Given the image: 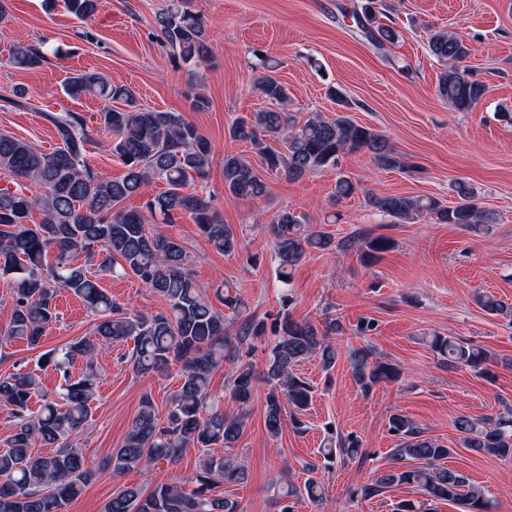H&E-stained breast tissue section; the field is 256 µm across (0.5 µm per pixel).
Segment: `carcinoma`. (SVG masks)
I'll list each match as a JSON object with an SVG mask.
<instances>
[{
  "label": "carcinoma",
  "instance_id": "carcinoma-1",
  "mask_svg": "<svg viewBox=\"0 0 512 512\" xmlns=\"http://www.w3.org/2000/svg\"><path fill=\"white\" fill-rule=\"evenodd\" d=\"M66 10L85 20L104 6V0H64ZM373 3L364 7L358 27L365 39L383 49L398 34L394 28L376 23ZM158 25L163 40L184 63H201L210 58L209 40L200 15L188 10L183 0H173L160 14ZM429 54L443 66L437 83L439 96L454 109L469 112L486 92L483 83L471 79L462 65L470 55L458 37L444 31L433 33ZM46 54L36 48L15 45L6 63L20 69L43 65ZM267 74L258 78L256 90L277 105L246 120L233 122L229 136L250 144L262 170L236 154L224 155V191L227 198L259 203L269 194L264 174L298 181L318 171H338L333 198L351 197L361 190L358 181L339 170L346 155L364 152L386 170L408 172L414 166L388 144L375 129L344 115L332 118L311 115L297 120L285 111L288 87L268 71L277 63L258 57ZM70 98L95 96L100 103V128L112 135L110 152L125 167L114 179L88 162V145L93 133L77 112L45 113L54 126L58 145L50 152L32 143L0 133V174L13 179L15 188H0V281L13 293V308L5 339H21L36 346L57 321L55 299L67 291L78 297L97 317L93 335L73 340L42 356V366L52 367L61 383L54 392L43 390L32 370L0 376V404L12 406L6 447L0 450V512H62L81 495L99 470L121 475L137 469L146 484L123 486L112 494L104 512H238L237 501L224 496L220 487L248 480L237 443L247 428V417L256 384L268 386L265 423L277 437L282 430L283 408L288 404L301 412L309 407L312 386L295 372L309 356L320 358L325 369L339 357L334 337L344 334L339 319L326 318L322 326L311 321L275 317L271 325L246 318L240 324L226 318L213 300L232 312L243 305L239 296L223 293L224 285L209 297L189 268L187 251L177 239L148 228L174 224L188 217L197 224L212 248L225 255L238 252L240 244L229 225L214 211L211 200L192 187L208 176L213 155L210 141L176 112L141 107L134 92L96 72L77 73L65 80ZM120 101L124 107L113 103ZM42 185L45 193L31 197L21 181ZM152 181L165 190L147 199L140 208H127L125 201L140 194ZM458 201L444 206L426 196L367 195L369 205L396 222H411L427 216L438 224H458L471 232L488 231L496 222L493 212L474 203V190L463 181L454 184ZM42 214L40 223H28L32 212ZM274 236V257L279 277L287 278L306 255L334 245L322 225L306 224L290 209L278 211L268 221ZM393 240L369 237L357 244L362 261L371 264L390 250ZM94 262L103 276L133 275L145 287L161 295L167 307L146 315L117 303L101 287L99 278L79 263V257ZM478 303L490 315H512V307L492 295H478ZM236 329H231L232 325ZM272 333L266 368L256 373L249 357L253 341ZM133 340L129 366L138 374H167L177 370L180 387L170 398L165 415H160L152 398L144 396L122 446L112 451L101 469L87 464L83 449L73 445L88 420L91 403L98 392L96 356L112 344ZM430 349L443 362L468 369L487 378L491 354L455 336L432 337ZM351 375L357 389L369 394L380 383L400 379V369L369 349L348 353ZM83 362L77 375L72 367ZM233 362L229 383L230 399L237 413L224 411L221 398L210 389L213 371L225 361ZM39 399L32 410V398ZM390 430L400 435L392 461L411 460L409 469L400 466L360 485L356 495L371 499L394 484H409L425 500L448 501L459 512H495L496 504L466 475L451 470L442 460L456 452L438 440L426 437L414 421L402 414L389 418ZM454 427L461 434L459 446L480 453L512 458V413L496 418L474 419L459 415ZM51 449L34 451L36 443ZM224 448L221 455L208 452ZM202 450L199 472L164 482L154 478L158 461L177 465L191 449ZM195 484L188 491L185 485ZM278 512H293V500L307 497L322 501L324 487L313 477L304 485L273 484Z\"/></svg>",
  "mask_w": 512,
  "mask_h": 512
}]
</instances>
